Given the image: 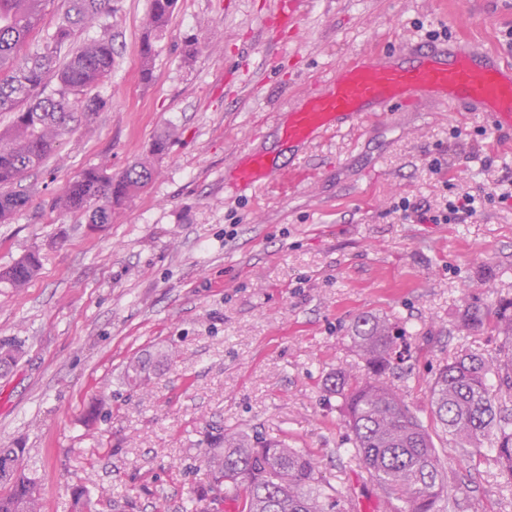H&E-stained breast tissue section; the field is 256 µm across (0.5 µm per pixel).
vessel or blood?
<instances>
[{
  "label": "vessel or blood",
  "mask_w": 512,
  "mask_h": 512,
  "mask_svg": "<svg viewBox=\"0 0 512 512\" xmlns=\"http://www.w3.org/2000/svg\"><path fill=\"white\" fill-rule=\"evenodd\" d=\"M428 93L454 107L483 111L491 127L512 129V66L477 43L459 40L445 48L414 47L386 58L356 54L339 69L328 91L310 96L288 115L283 137L290 148L309 151L328 133L356 129ZM237 191L266 183L275 165L253 151L237 161Z\"/></svg>",
  "instance_id": "vessel-or-blood-1"
}]
</instances>
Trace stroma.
I'll list each match as a JSON object with an SVG mask.
<instances>
[{"label": "stroma", "instance_id": "stroma-1", "mask_svg": "<svg viewBox=\"0 0 512 512\" xmlns=\"http://www.w3.org/2000/svg\"><path fill=\"white\" fill-rule=\"evenodd\" d=\"M148 6L117 0L84 31L112 40V74L92 89L107 106L23 179L26 210L0 222V270L34 248L42 258L26 288L0 282V339H26L0 375V445L37 466L42 512H70L80 486L109 489L99 512H185L227 429L312 453L332 512L356 499L388 512L325 382L339 369L363 373L351 340L362 315L396 325L390 380L427 426L428 387L446 361L499 356L494 325L468 327L463 316L512 304V208L490 202L471 224H415L391 204H444L446 178L490 189L512 173V131L428 94L416 109L329 134L304 159L312 189L272 179L232 192L233 161L261 150L287 166L289 112L359 52L425 45L428 31L444 30L511 60L502 34L512 0H301L296 23L276 14V0H177L146 79ZM164 135L151 183L111 223L53 210L82 170L120 174ZM480 139L498 158L488 170L464 160ZM428 154L447 160L444 175ZM159 348L172 360L144 386L126 384L128 363ZM432 437L460 512H512V477L491 440L460 448Z\"/></svg>", "mask_w": 512, "mask_h": 512}]
</instances>
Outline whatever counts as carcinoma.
Returning <instances> with one entry per match:
<instances>
[{"label": "carcinoma", "instance_id": "1", "mask_svg": "<svg viewBox=\"0 0 512 512\" xmlns=\"http://www.w3.org/2000/svg\"><path fill=\"white\" fill-rule=\"evenodd\" d=\"M55 0H0V112L13 114L9 131L0 133V221L22 212L27 195L13 189L20 178L43 167L59 139L70 131L76 115L90 119L107 102L87 91L112 73V40L76 44L81 30L112 15L115 0H64L58 21L37 50L33 34ZM176 0H150L146 18L149 37L141 44L142 75L152 74L154 45L172 17ZM168 138L157 140L151 156L120 175L103 167L83 170L55 206L85 217L88 224L112 223V211L144 190L153 179L152 157L162 154ZM40 253L31 250L14 261L0 280L23 288L36 275ZM471 325L494 321L504 337L503 358L496 361L470 354L455 357L440 369L429 389L433 420L460 448L495 436L497 461L512 477V411L503 408V392L512 393V316L467 311ZM352 342L366 373L357 377L338 372L328 389L342 400L356 458L387 495L390 512H446L457 506L445 496L433 438L422 421L388 382L395 336L390 323L373 316L358 317ZM25 339L0 340V372H9L24 354ZM168 359L162 349L130 363L128 382L138 385L147 368ZM496 372L497 384L489 382ZM210 449L208 481L200 495L220 501L232 494L239 512H328V483L313 455L280 438L226 430ZM23 448L0 447V469L12 476L0 480V512H41V484L34 470L22 468ZM99 499L86 487L74 491L72 512H97Z\"/></svg>", "mask_w": 512, "mask_h": 512}]
</instances>
